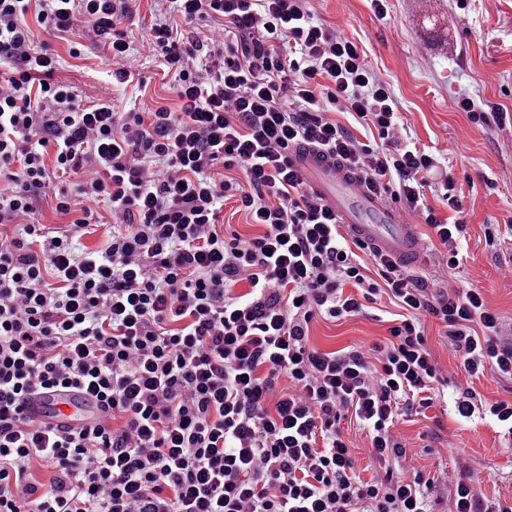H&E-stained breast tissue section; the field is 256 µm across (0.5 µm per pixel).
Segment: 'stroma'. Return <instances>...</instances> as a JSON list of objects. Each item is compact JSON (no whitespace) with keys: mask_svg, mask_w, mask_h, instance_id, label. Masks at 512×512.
I'll return each mask as SVG.
<instances>
[{"mask_svg":"<svg viewBox=\"0 0 512 512\" xmlns=\"http://www.w3.org/2000/svg\"><path fill=\"white\" fill-rule=\"evenodd\" d=\"M317 22L342 28L361 43L365 60L386 81L397 102L401 142L426 147L439 169L454 178L468 233L461 242L463 262L455 272L462 288L481 289L489 309L501 319L502 334L512 341V128L478 126L452 109L460 96L482 101L485 111L512 113V0H387L385 16L370 0H314ZM126 40L146 86L113 83L106 51L92 31L75 29L56 38L33 27L35 46L59 56L57 81L75 87L82 101L110 93L116 111L176 109L173 75L140 48L153 24L169 14L165 0H135ZM500 228V235L486 233ZM398 314L388 295L378 296L364 312L332 321L315 317L309 344L333 351L385 342ZM440 322L427 319V344L448 370L433 407L409 413L396 428L414 466L429 480L431 512H451L445 476L462 458L474 460L472 483L488 501L512 500V435L491 417L455 413L465 383L461 360L449 347Z\"/></svg>","mask_w":512,"mask_h":512,"instance_id":"35a3bbf8","label":"stroma"}]
</instances>
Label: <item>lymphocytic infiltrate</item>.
<instances>
[{"label": "lymphocytic infiltrate", "instance_id": "1", "mask_svg": "<svg viewBox=\"0 0 512 512\" xmlns=\"http://www.w3.org/2000/svg\"><path fill=\"white\" fill-rule=\"evenodd\" d=\"M131 2L0 0V512H429L395 433L447 382L423 324H444L469 382L512 381V342L480 289L355 253L286 151L311 145L359 170L427 225L449 270L467 227L454 179L440 184L454 213L444 219L426 193L435 157L400 144L387 83L360 46L315 21L312 0H169L185 22L214 23L204 41L165 22L150 29L145 49L173 70L177 110L81 103L52 81L58 57L33 48L31 28L91 29L127 84ZM80 173L75 195L57 197V212H80L69 229L32 223L36 191ZM227 197L260 233L225 237ZM103 203L106 248L75 253L70 238ZM241 282L248 292L233 294ZM382 293L402 315L376 359L309 346L315 316L358 315ZM283 374L289 386L275 392ZM55 387L89 392L99 420L35 421L28 398ZM347 416L380 476L357 475L338 427ZM469 470L448 477L452 512H512L482 501Z\"/></svg>", "mask_w": 512, "mask_h": 512}]
</instances>
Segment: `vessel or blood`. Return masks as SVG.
I'll return each mask as SVG.
<instances>
[{"mask_svg":"<svg viewBox=\"0 0 512 512\" xmlns=\"http://www.w3.org/2000/svg\"><path fill=\"white\" fill-rule=\"evenodd\" d=\"M287 155L312 192L336 210L349 235L402 267L425 264L415 227L394 201L369 192L357 174L320 150L292 148ZM28 411L36 420L62 425H86L98 418L93 397L74 388L46 390L30 402Z\"/></svg>","mask_w":512,"mask_h":512,"instance_id":"obj_1","label":"vessel or blood"}]
</instances>
